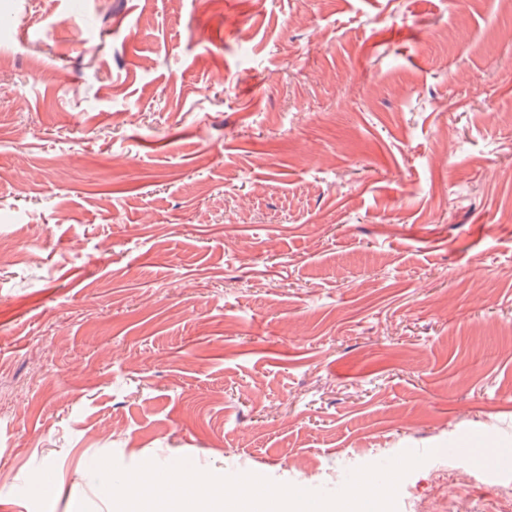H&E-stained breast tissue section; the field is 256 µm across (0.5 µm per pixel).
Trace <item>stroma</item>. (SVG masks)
<instances>
[{"instance_id":"stroma-1","label":"stroma","mask_w":512,"mask_h":512,"mask_svg":"<svg viewBox=\"0 0 512 512\" xmlns=\"http://www.w3.org/2000/svg\"><path fill=\"white\" fill-rule=\"evenodd\" d=\"M1 18L0 500L112 512L108 455L327 494L347 455L466 461L470 433L512 466L511 6ZM405 479L512 512L464 469Z\"/></svg>"}]
</instances>
